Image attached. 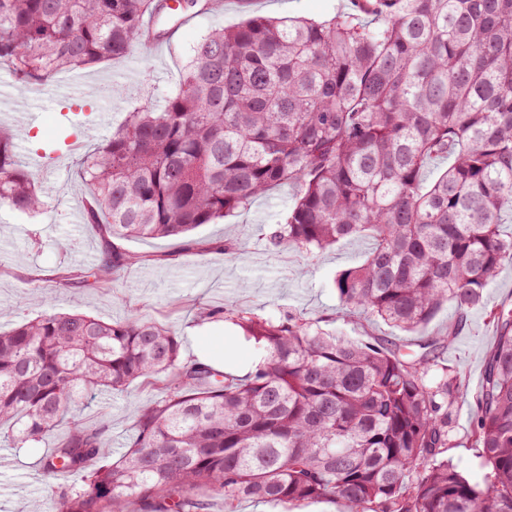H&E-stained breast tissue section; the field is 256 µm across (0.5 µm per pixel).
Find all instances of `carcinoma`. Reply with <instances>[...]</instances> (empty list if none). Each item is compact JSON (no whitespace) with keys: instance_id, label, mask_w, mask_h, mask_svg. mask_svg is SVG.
I'll return each mask as SVG.
<instances>
[{"instance_id":"1","label":"carcinoma","mask_w":512,"mask_h":512,"mask_svg":"<svg viewBox=\"0 0 512 512\" xmlns=\"http://www.w3.org/2000/svg\"><path fill=\"white\" fill-rule=\"evenodd\" d=\"M324 22L253 16L193 46L159 111L138 109L81 162L87 218L114 239L183 240L294 190L274 248L372 241L335 289L349 318L412 336L444 304L464 318L512 263V0H354ZM165 0H0V65L22 86L121 59ZM454 157L436 179L425 167ZM43 200L0 129V207ZM106 246L95 285L126 266ZM260 360L238 377L180 359L168 326L45 311L0 331V426L15 441L66 438L39 459L75 476L32 512H207L209 497L348 512H512V310L474 395L487 483L446 454L448 405L463 388L444 362L456 331L409 345L340 337L293 314L233 310ZM136 381L163 393L139 410L125 451L78 408Z\"/></svg>"}]
</instances>
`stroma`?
<instances>
[{
	"label": "stroma",
	"instance_id": "1",
	"mask_svg": "<svg viewBox=\"0 0 512 512\" xmlns=\"http://www.w3.org/2000/svg\"><path fill=\"white\" fill-rule=\"evenodd\" d=\"M351 0H223L221 7L195 17L171 46L160 52L134 49L125 58L75 74L61 72L43 92L21 86L8 68H0V105L19 102L36 119L16 128L19 155L51 151L59 143L60 125L69 119L83 142L81 150L61 165L34 168L44 206L29 216L0 208V330L35 318L41 311L80 312L105 321L123 320L137 311L171 326L181 340L182 361L193 360L191 337L196 329L224 339V368L254 361L257 351L232 320L204 321L206 313L244 309L279 319L298 314L323 330L360 340L403 339L399 329L383 321L342 317L334 281L344 269L361 264L370 247L367 239H345L325 251L270 249L267 239L284 222L293 203L290 189H273L248 209L217 224L198 228L192 252L174 239H125L117 248L130 265L90 288L68 286L83 269L97 264L104 249L100 227L71 222L74 205L87 193L76 174L85 152L93 150L124 122L128 112L161 109L166 93L176 88L192 48L212 27L232 26L254 15L324 21L349 11ZM87 81L84 96L65 97L60 88L75 78ZM111 114L110 124L91 129L76 126L84 113ZM512 309V264H505L485 288L479 307L459 321L452 306L443 307L426 327L425 336L457 329L446 358L464 387L449 410L452 446L448 460L471 482L484 483L482 451L472 444L476 415L473 395L485 369V357L496 342L489 311ZM152 387L132 384L122 392L93 397L81 417L86 426L105 428L114 447H121L136 425L144 400L157 398ZM65 437L58 431L41 443L0 442V512H27L29 505L51 491V482L35 462Z\"/></svg>",
	"mask_w": 512,
	"mask_h": 512
}]
</instances>
